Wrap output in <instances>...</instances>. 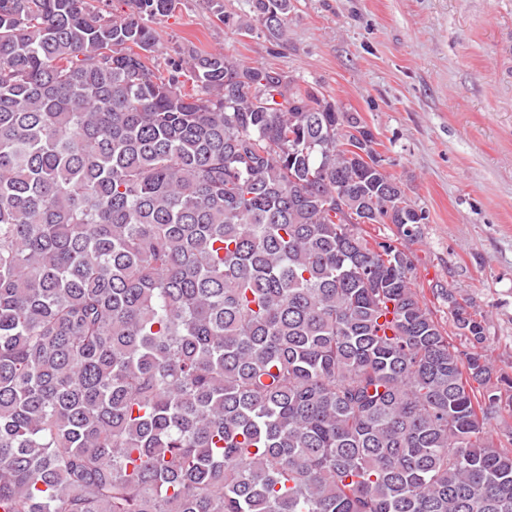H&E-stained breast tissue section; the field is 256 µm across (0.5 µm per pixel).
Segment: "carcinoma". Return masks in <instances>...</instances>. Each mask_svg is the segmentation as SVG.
I'll use <instances>...</instances> for the list:
<instances>
[{"instance_id": "carcinoma-1", "label": "carcinoma", "mask_w": 512, "mask_h": 512, "mask_svg": "<svg viewBox=\"0 0 512 512\" xmlns=\"http://www.w3.org/2000/svg\"><path fill=\"white\" fill-rule=\"evenodd\" d=\"M100 2L0 0V512H512L482 321L343 219L427 220L359 113Z\"/></svg>"}]
</instances>
